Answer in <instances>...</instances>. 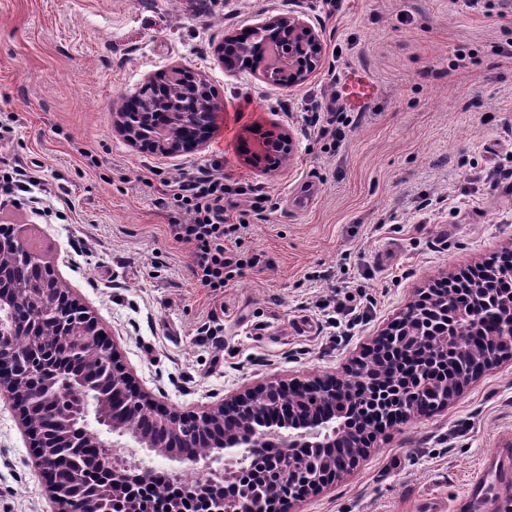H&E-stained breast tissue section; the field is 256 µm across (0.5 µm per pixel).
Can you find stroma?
I'll return each mask as SVG.
<instances>
[{"mask_svg":"<svg viewBox=\"0 0 512 512\" xmlns=\"http://www.w3.org/2000/svg\"><path fill=\"white\" fill-rule=\"evenodd\" d=\"M295 12L321 33L322 68L292 87L225 72L213 41ZM512 0H0V114L16 159L74 206L69 223L0 208L119 344L136 382L183 413L271 378L344 377L352 358L433 278L512 248ZM174 65L202 72L225 109L198 151L162 157L126 142L114 109ZM366 91L354 99L355 85ZM353 119L341 143L308 123L328 101ZM289 131L274 173L244 163L249 127ZM224 156L226 184L270 200L249 217L246 266L218 295L196 287L188 247L155 201L165 181ZM427 208H420V200ZM364 296L333 331L322 303ZM219 343L202 335L213 312ZM223 366H213L214 357ZM512 442V360L447 410L387 429L343 479L298 512L453 508L485 455ZM29 441L0 397V512H51Z\"/></svg>","mask_w":512,"mask_h":512,"instance_id":"35a3bbf8","label":"stroma"}]
</instances>
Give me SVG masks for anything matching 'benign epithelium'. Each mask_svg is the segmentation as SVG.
Segmentation results:
<instances>
[{"instance_id": "benign-epithelium-1", "label": "benign epithelium", "mask_w": 512, "mask_h": 512, "mask_svg": "<svg viewBox=\"0 0 512 512\" xmlns=\"http://www.w3.org/2000/svg\"><path fill=\"white\" fill-rule=\"evenodd\" d=\"M264 37L255 56L242 57L248 32L226 33L215 53L227 72L251 71L271 85H298L323 64L325 45L320 34L301 16L288 13L265 17L251 28ZM133 97L141 112L119 106L115 123L125 139L154 154L175 156L202 148L208 141L223 99L204 75L173 66L150 79ZM291 134L266 131L252 142L246 162L265 172L279 170L282 157L293 153ZM25 265L29 279L20 282L15 267ZM61 282L54 265L29 249L10 228L0 226V393L7 396L26 428L41 478L57 504V512H111L103 507L90 484L80 480L75 488L58 487L51 461L59 448L82 458L86 448L105 452L112 475V507L119 512H139L137 492L124 484L133 467L128 449L144 448L166 458L165 474L179 480L181 472L205 461L213 483L240 481L250 467L270 450L278 452L276 478L256 480L259 512H281L282 503L293 504L314 496L348 474L375 447L368 432L354 427L355 418L383 385L367 353L389 339L393 347L417 340L416 319L438 314L437 297L425 289L391 324L374 337L349 367L347 384L334 378H299L267 381L229 395L192 414H183L156 402L128 372L117 345L105 336L97 317ZM488 309L512 330V301L495 300ZM46 321L57 323L56 335H43ZM29 336L23 353L15 349L14 336ZM476 334V318L461 308L456 323L446 327L445 340L462 349ZM67 359L89 374L83 393H72V381L58 370ZM500 362L487 351L478 373L447 384L434 405L448 408L464 387ZM425 398L418 383L390 401L380 403L377 414L396 426L411 416ZM207 430L209 451L191 434ZM344 449V467L336 465V449ZM206 512H240L238 501L226 496L207 499Z\"/></svg>"}]
</instances>
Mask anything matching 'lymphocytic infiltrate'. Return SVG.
I'll return each instance as SVG.
<instances>
[{"label": "lymphocytic infiltrate", "instance_id": "f902f5d3", "mask_svg": "<svg viewBox=\"0 0 512 512\" xmlns=\"http://www.w3.org/2000/svg\"><path fill=\"white\" fill-rule=\"evenodd\" d=\"M219 163L198 167L196 174L168 184L160 208L175 206L178 220L170 224L176 242L189 248L191 275L198 287L218 293L228 282L240 276L244 262L228 246L238 238L242 225L232 222L224 205L225 198L243 196L251 201L250 211L262 214L264 197L251 185H226ZM52 190L27 173L19 163L0 159V204L17 208L42 205L50 200Z\"/></svg>", "mask_w": 512, "mask_h": 512}]
</instances>
